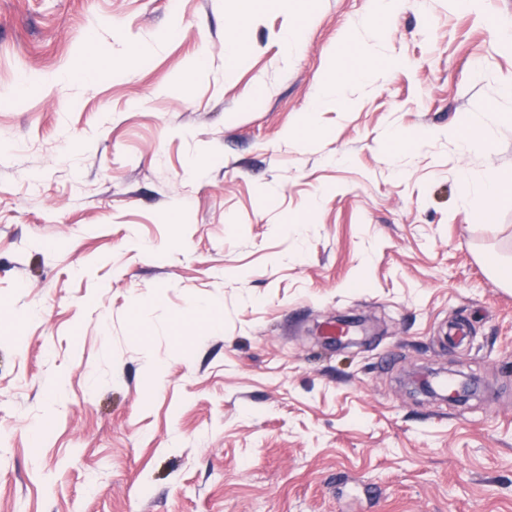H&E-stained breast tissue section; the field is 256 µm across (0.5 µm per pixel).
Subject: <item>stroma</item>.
Masks as SVG:
<instances>
[{"instance_id":"obj_1","label":"stroma","mask_w":512,"mask_h":512,"mask_svg":"<svg viewBox=\"0 0 512 512\" xmlns=\"http://www.w3.org/2000/svg\"><path fill=\"white\" fill-rule=\"evenodd\" d=\"M371 10L0 0V512H512V0ZM466 187L465 201H478L483 208V217L486 222H492L496 216L500 198L504 194L502 183L494 177L486 178L480 182H471L467 175L462 176Z\"/></svg>"}]
</instances>
